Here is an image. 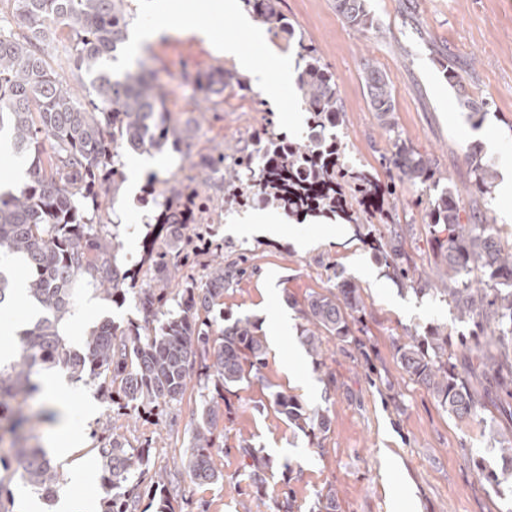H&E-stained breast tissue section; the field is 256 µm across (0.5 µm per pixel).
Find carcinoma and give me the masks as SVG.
Listing matches in <instances>:
<instances>
[{
    "instance_id": "cac0c4a2",
    "label": "carcinoma",
    "mask_w": 512,
    "mask_h": 512,
    "mask_svg": "<svg viewBox=\"0 0 512 512\" xmlns=\"http://www.w3.org/2000/svg\"><path fill=\"white\" fill-rule=\"evenodd\" d=\"M0 10V133L12 149L27 157V179L0 192V254L20 255L26 263V292L45 315L20 334V356L0 366V466L16 463L10 477L0 475V512H13L5 480L24 484L50 497L63 481L25 411L40 393L37 376L52 368L75 382L96 381L102 398L118 417L160 415L179 403L188 390L198 405L190 422L188 446L180 467L196 486L218 485L224 473L215 457L224 452V430L231 420L230 397L258 388L288 426L321 445L331 428L327 411L311 408L294 395L272 390L266 367L267 336L248 316H224V291L232 279L247 273L224 266V239L192 223V191L175 182L150 190L153 203L149 245L138 265L121 266L123 243L117 225L105 212L103 190H120V152L125 147L151 153L171 149L192 158L197 128L172 116L163 84L139 62L142 71L113 74L106 63L128 38L126 0H7ZM267 29L296 44L295 70L308 133L276 134L263 127L258 138L264 152L255 164L244 151H224L218 142L201 154V163L224 165V195L240 206L263 205L308 217L342 220L369 240L387 275L415 294L448 303L458 323L468 328L460 346L463 362L452 350L448 326L431 325L395 345L401 368L451 416L470 420L485 397L512 417V247L502 243L494 224L460 222L462 201L444 184L433 161L402 140L397 131L392 88L378 69L367 68L364 85L379 125L393 140L390 180L340 161L342 144L332 130L343 123L340 83L321 61L317 49L296 34L279 0H245ZM336 10L358 32L374 27L366 0H336ZM68 32L70 64L77 71L82 96L72 91L51 63L57 34ZM448 82L457 87L458 104L473 125L482 123L487 103L464 90L452 65H444ZM244 81L219 68L191 78L197 95L210 101L224 87ZM475 193L487 201L497 170L472 150L466 156ZM419 184L429 196L428 229L434 242V264L444 287L433 288L417 271L397 233L376 234L370 217L389 220L386 199L403 184ZM209 257L201 276L196 258ZM327 294H311L300 309V339L319 372L325 393L336 390V376L325 369L326 344L338 341L363 353L367 339L356 335L362 322V288L352 277L335 273ZM78 278L115 304L134 299L140 320L117 324L103 320L83 337L82 349L71 348L64 333L78 293ZM14 280L0 266V304L12 295ZM95 450L102 460L101 479L112 497L101 512H140L142 492L158 496L156 512H176V485L171 471L153 461L151 443L133 445L112 428ZM242 480L252 489L239 512H253L268 480L279 469L285 484L293 480L291 464L274 466L264 449L238 440ZM271 512H336V491L329 487L303 506L293 489L274 500Z\"/></svg>"
}]
</instances>
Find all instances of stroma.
I'll list each match as a JSON object with an SVG mask.
<instances>
[{"instance_id": "obj_1", "label": "stroma", "mask_w": 512, "mask_h": 512, "mask_svg": "<svg viewBox=\"0 0 512 512\" xmlns=\"http://www.w3.org/2000/svg\"><path fill=\"white\" fill-rule=\"evenodd\" d=\"M297 31L317 48L322 61L339 79L344 122L337 130L346 148L344 163L386 176L383 156L391 144L371 112L363 88L365 68L381 70L395 97L398 131L420 153L432 158L449 185L465 189L470 181L466 154L480 146L496 169L512 166V0H368L376 26L360 34L350 29L336 10L335 0H280ZM156 69L168 94V106L184 120L198 121L203 138L231 147L244 146L243 128L270 120L275 131L306 134L308 114L300 94L282 88L278 98L257 100L253 91L226 87L212 106L190 102L191 85L184 74L234 63L200 39L173 32L143 44L137 59ZM453 60L471 95L486 99L489 113L472 125L456 103L457 89L442 69ZM422 187L405 185L390 201L392 220L404 232V248L418 264L428 265L432 247L423 223ZM123 212L118 228L122 261L140 260L148 232V211L139 202L114 200ZM224 239V260L247 256L256 271L233 283L224 294V310L250 316L268 325L276 312L299 321L298 304L313 293L325 294L337 271L354 277L362 288L367 355L353 346H330L327 368L335 373V395L311 391L308 382L319 375L300 339L269 348L265 374L275 389L327 408L332 421L321 446L310 445L269 406L258 389L239 391L233 399V422L224 440L223 486L198 487L180 477L182 512H198L207 501L209 512H237L246 488L238 476V437L265 449L275 462L290 461L296 477L291 484L269 479L268 498L292 487L300 504H308L324 487L336 490L339 512H512V476L488 485L474 466L499 471L506 462L500 445L485 432L489 423L512 425L494 406L464 423L446 413L423 388L413 383L395 358L396 343L434 324L458 333L462 327L447 303L416 296L387 276L369 244L354 225L288 218L275 236L240 235L230 224L215 225ZM133 301L106 303L67 327L69 341L80 347L89 328L104 318L117 323L138 318ZM63 398L75 422L80 445L61 465V490L87 492L101 488L102 464L94 451L95 437L109 428V406L96 385L70 382ZM193 400L172 405L149 420L122 417L118 423L129 440L151 439L162 462L179 459L187 442ZM392 469H385L384 460ZM84 470L82 483L71 484L74 471Z\"/></svg>"}]
</instances>
